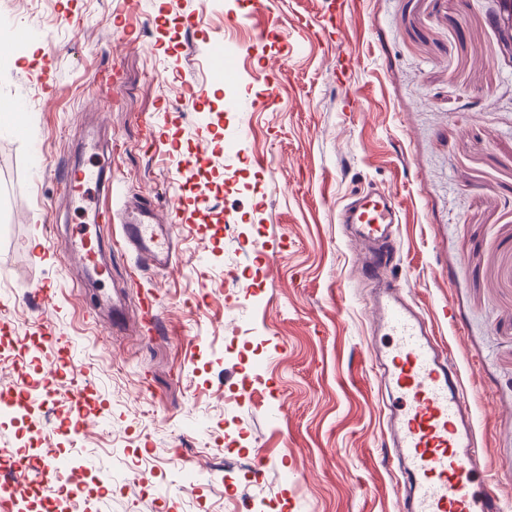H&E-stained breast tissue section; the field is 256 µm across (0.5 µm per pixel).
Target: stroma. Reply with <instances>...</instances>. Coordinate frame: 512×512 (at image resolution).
Returning a JSON list of instances; mask_svg holds the SVG:
<instances>
[{
  "label": "stroma",
  "instance_id": "stroma-1",
  "mask_svg": "<svg viewBox=\"0 0 512 512\" xmlns=\"http://www.w3.org/2000/svg\"><path fill=\"white\" fill-rule=\"evenodd\" d=\"M0 0V455L82 467L69 512H398L371 334L375 283L338 216L378 189L400 211L396 273L457 363L485 450L482 474L512 512V60L496 0ZM280 19L285 44L262 38ZM253 46L231 82L206 49ZM54 57L46 93L42 55ZM196 97L190 110L186 89ZM119 187L161 213L209 212L168 269L111 238L110 332L97 287L58 245L78 213L63 172L95 119ZM212 162L186 171L199 129ZM276 253L277 264L265 257ZM57 290L53 310L35 288ZM158 298L161 327L140 319ZM65 350L38 348L41 333ZM55 366L50 387L43 370ZM91 421L64 422L75 402ZM261 487L249 481L256 460ZM30 399L22 392H17L14 387L1 388L0 410L10 414H20L29 409Z\"/></svg>",
  "mask_w": 512,
  "mask_h": 512
}]
</instances>
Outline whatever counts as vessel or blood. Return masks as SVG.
I'll list each match as a JSON object with an SVG mask.
<instances>
[{
  "instance_id": "1",
  "label": "vessel or blood",
  "mask_w": 512,
  "mask_h": 512,
  "mask_svg": "<svg viewBox=\"0 0 512 512\" xmlns=\"http://www.w3.org/2000/svg\"><path fill=\"white\" fill-rule=\"evenodd\" d=\"M210 155V133L204 130L185 164L205 169ZM63 181L66 204L90 200L86 213L90 223H111L114 189L105 166L72 162ZM190 206V201L180 202L166 219L148 200L123 206L119 221L125 249L144 265H169ZM341 221L362 251L363 271L380 284L375 318L388 345L378 371L390 399L384 431L402 488L399 512H502L498 492L477 483L481 450L457 364L438 342L432 322L409 301L403 283L383 276L395 252L400 223L394 201L379 193L359 195L344 210ZM60 248L97 280L110 276L111 264L100 238L76 229ZM29 406V397L15 388L0 390V411L20 414ZM11 479L29 486H59L71 497L80 496L84 489L80 469L52 460L35 466L18 461Z\"/></svg>"
}]
</instances>
